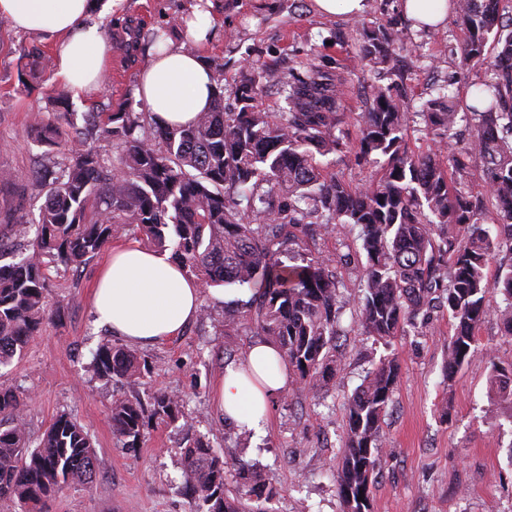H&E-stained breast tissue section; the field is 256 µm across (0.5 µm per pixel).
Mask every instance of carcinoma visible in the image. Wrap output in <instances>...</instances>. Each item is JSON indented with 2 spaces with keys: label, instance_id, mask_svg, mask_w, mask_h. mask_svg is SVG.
I'll return each mask as SVG.
<instances>
[{
  "label": "carcinoma",
  "instance_id": "obj_1",
  "mask_svg": "<svg viewBox=\"0 0 512 512\" xmlns=\"http://www.w3.org/2000/svg\"><path fill=\"white\" fill-rule=\"evenodd\" d=\"M465 25L463 65H484L486 77L471 83L469 101L452 96L408 111L381 84L370 86L373 107L355 124L358 151H348V113L341 83H328L310 66L288 83L287 111L262 112L251 105L256 80L235 90L236 112L224 107L216 85L207 111L183 127L148 121L146 112H99L61 144L64 160L45 184L38 216L22 210L11 220L34 232L18 261L0 267V366L11 363L50 319L47 267L77 269L115 239L133 231L148 246L171 251L202 288L235 287L248 299L224 302L244 308L255 335L273 343L302 388L316 392L336 372L343 330L345 284L334 260L302 250V237L356 232L365 263L353 268L359 281L355 324L380 340L419 332L438 314L448 315L446 377L451 379L477 351L476 334L489 316L512 340V19L500 17L502 0H451ZM402 48L398 31L365 33L361 55L385 67ZM420 118L438 137L456 141L448 157L415 152L407 122ZM112 142L105 162L89 139ZM354 157L374 163L378 176L365 188L326 178L319 158ZM481 164L483 191L468 187L472 163ZM501 297L503 305L489 302ZM94 373L134 388L141 366L128 348L107 341L93 357ZM399 374L396 358L366 372L346 399V442L336 475L340 512H372L371 489L380 473L381 430ZM491 388L512 404V368L491 364ZM19 388L0 384V509L47 512V504L74 480L96 472V452L85 428L62 413L33 439L22 414ZM124 446L134 448L149 416L183 419L176 448L192 512H264L258 506L276 493L264 470L243 471L235 490L228 463L184 419L182 399L152 396L151 408L120 396L110 408Z\"/></svg>",
  "mask_w": 512,
  "mask_h": 512
}]
</instances>
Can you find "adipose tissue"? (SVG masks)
Here are the masks:
<instances>
[{
  "mask_svg": "<svg viewBox=\"0 0 512 512\" xmlns=\"http://www.w3.org/2000/svg\"><path fill=\"white\" fill-rule=\"evenodd\" d=\"M95 7L94 0H0V18L19 31L54 36L58 74L79 94L103 81L112 56L111 37L88 20ZM214 87V73L203 58L168 39L149 54L135 96L154 121L188 125L208 109ZM201 305L195 278L167 254L135 244L113 248L93 289L98 322L144 345L179 336ZM291 384L278 349L260 340L225 367L212 403L238 430L260 434L271 417L272 396Z\"/></svg>",
  "mask_w": 512,
  "mask_h": 512,
  "instance_id": "ef3b65f1",
  "label": "adipose tissue"
}]
</instances>
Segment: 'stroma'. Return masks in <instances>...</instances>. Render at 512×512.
I'll use <instances>...</instances> for the list:
<instances>
[{"label": "stroma", "instance_id": "35a3bbf8", "mask_svg": "<svg viewBox=\"0 0 512 512\" xmlns=\"http://www.w3.org/2000/svg\"><path fill=\"white\" fill-rule=\"evenodd\" d=\"M194 0H119L108 18L117 44L105 80L76 96L57 74L54 38L23 33L0 19V234L19 209L37 211L41 189L30 174L57 170V148L44 144L40 129L63 112L83 127L88 113L144 111L135 86L156 29L186 51L201 54L224 87V103L235 109V88L257 78L255 106L266 112L286 108L285 83L307 66L318 65L329 80H341L348 112L366 111L368 89L378 83L393 96L411 100L413 111L437 97L441 88L462 95L479 77L464 67L456 50L466 32L458 17L439 29L413 28L401 0H365L362 14L322 16L313 0H211L210 39L195 42L179 27ZM392 25L403 34L404 49L382 69L362 60L363 30ZM140 29L138 47H129L132 29ZM281 80H259L264 70ZM351 235L337 230L314 236L306 246L335 259L336 276L345 284L341 316L347 336L335 376L318 395L291 385L273 405L263 434L238 432L215 413L213 383L255 339L243 316L228 319L230 294L217 287L203 295L206 318L196 319L180 336L134 346L147 362L142 402L158 390L178 394L182 412L196 433L208 436L232 467L259 465L273 479L277 493L263 501V512H340L333 475L346 440L343 403L366 371L383 358H396L399 374L392 405L383 423V461L372 490V512H512V405L488 388L492 365L512 366V341L494 318L476 335L478 353L446 379L447 317H436L426 335L413 333L389 342L359 334L352 326L360 291L349 261ZM102 258L69 270L48 269L49 307L53 319L31 339L19 359L0 369V382L26 390L23 419L39 436L62 413L80 422L97 454L91 483L73 482L50 503L48 512H189L182 490V466L176 453L184 431L180 422L152 418L137 447H125L109 413L112 398L125 388L92 370L97 348L112 331L97 322L91 293Z\"/></svg>", "mask_w": 512, "mask_h": 512}]
</instances>
